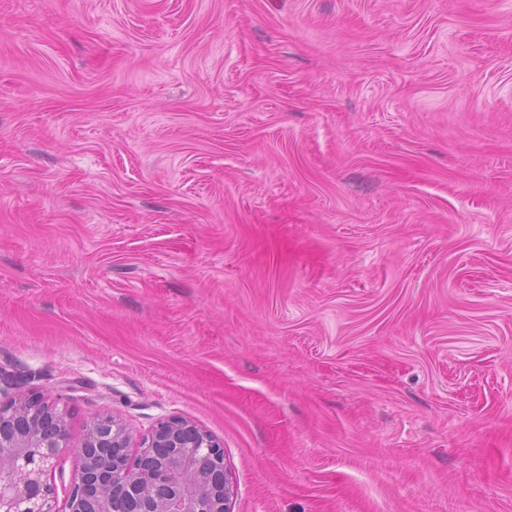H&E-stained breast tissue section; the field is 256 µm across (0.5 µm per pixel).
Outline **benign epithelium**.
<instances>
[{"label": "benign epithelium", "mask_w": 512, "mask_h": 512, "mask_svg": "<svg viewBox=\"0 0 512 512\" xmlns=\"http://www.w3.org/2000/svg\"><path fill=\"white\" fill-rule=\"evenodd\" d=\"M68 412L33 392L0 402V512H233L224 448L183 418L162 420L130 462L114 415L91 421L63 508L45 476L67 447Z\"/></svg>", "instance_id": "1"}]
</instances>
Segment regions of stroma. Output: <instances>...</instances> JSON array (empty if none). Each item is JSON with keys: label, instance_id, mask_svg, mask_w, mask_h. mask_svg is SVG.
Returning <instances> with one entry per match:
<instances>
[{"label": "stroma", "instance_id": "1", "mask_svg": "<svg viewBox=\"0 0 512 512\" xmlns=\"http://www.w3.org/2000/svg\"><path fill=\"white\" fill-rule=\"evenodd\" d=\"M222 446L233 512H512V0H0V401Z\"/></svg>", "mask_w": 512, "mask_h": 512}]
</instances>
